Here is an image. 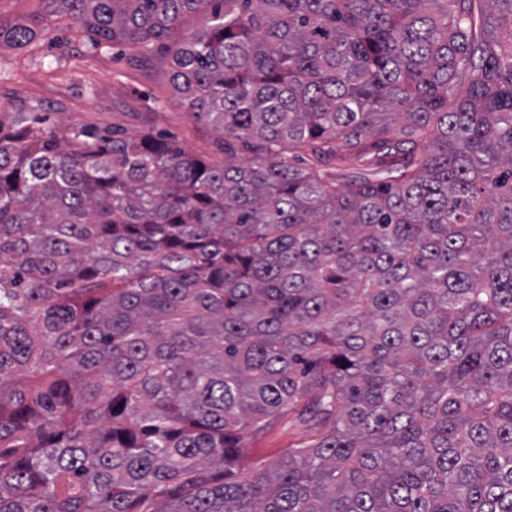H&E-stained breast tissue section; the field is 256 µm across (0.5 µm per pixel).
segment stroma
Instances as JSON below:
<instances>
[{"label":"stroma","instance_id":"35a3bbf8","mask_svg":"<svg viewBox=\"0 0 512 512\" xmlns=\"http://www.w3.org/2000/svg\"><path fill=\"white\" fill-rule=\"evenodd\" d=\"M0 22L35 23L42 30L32 49L0 40V113L33 101L60 130L90 125L123 137L149 131L187 153L223 162L219 133L191 119L174 93L168 45L148 53L133 45H97L53 0H0ZM307 438V429L287 415L262 436L245 435L244 446L250 460L269 464Z\"/></svg>","mask_w":512,"mask_h":512}]
</instances>
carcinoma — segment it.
Wrapping results in <instances>:
<instances>
[{"instance_id":"cac0c4a2","label":"carcinoma","mask_w":512,"mask_h":512,"mask_svg":"<svg viewBox=\"0 0 512 512\" xmlns=\"http://www.w3.org/2000/svg\"><path fill=\"white\" fill-rule=\"evenodd\" d=\"M60 2L224 162L0 115V512H512V0ZM307 429L291 416H284L265 434L244 436V446L250 460L269 464L277 460L288 448H295L308 439Z\"/></svg>"}]
</instances>
